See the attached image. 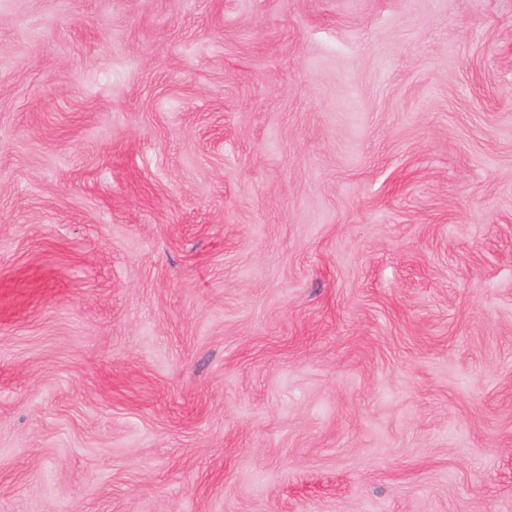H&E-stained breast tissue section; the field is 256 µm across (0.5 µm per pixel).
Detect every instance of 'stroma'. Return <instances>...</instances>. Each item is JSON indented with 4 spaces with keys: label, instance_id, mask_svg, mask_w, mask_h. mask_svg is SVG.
I'll return each instance as SVG.
<instances>
[{
    "label": "stroma",
    "instance_id": "35a3bbf8",
    "mask_svg": "<svg viewBox=\"0 0 512 512\" xmlns=\"http://www.w3.org/2000/svg\"><path fill=\"white\" fill-rule=\"evenodd\" d=\"M0 512H512V0H0Z\"/></svg>",
    "mask_w": 512,
    "mask_h": 512
}]
</instances>
